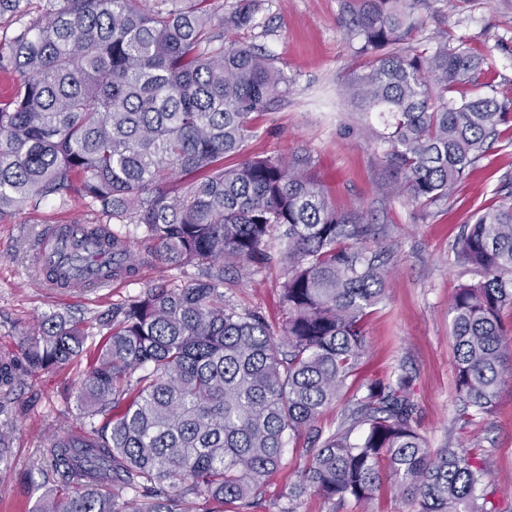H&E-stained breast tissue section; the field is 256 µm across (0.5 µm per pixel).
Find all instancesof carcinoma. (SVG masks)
<instances>
[{"mask_svg": "<svg viewBox=\"0 0 512 512\" xmlns=\"http://www.w3.org/2000/svg\"><path fill=\"white\" fill-rule=\"evenodd\" d=\"M260 0H237L213 31L211 0H0L18 25L0 70L20 84L0 100V223L72 197L91 219L72 231L92 252L43 269L135 279L161 263L195 272L114 304L96 317L105 342L80 375L83 429L39 449L41 494L31 512H247L282 466L285 439H304L307 464L288 506L308 492L357 503L390 486L415 512H496L478 448L432 450L414 427L411 377L353 385L365 321L388 276L371 251L380 227L336 210L311 159L254 156L226 166L254 121L283 95L270 56L224 36L250 26ZM423 0H342L361 71L344 94L388 116L387 161L398 193L427 206L512 132V98L479 86L483 57L461 43L430 53L414 42ZM133 225L150 242L140 258ZM457 260L483 274L451 304L460 416L496 405L512 375V203L464 226ZM280 264L288 316L281 341L263 315L224 299V268ZM88 333L53 314L18 357H0V393L22 377L76 360ZM345 402L336 431L323 412ZM0 430V466H11Z\"/></svg>", "mask_w": 512, "mask_h": 512, "instance_id": "obj_1", "label": "carcinoma"}]
</instances>
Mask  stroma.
<instances>
[{
    "label": "stroma",
    "instance_id": "stroma-1",
    "mask_svg": "<svg viewBox=\"0 0 512 512\" xmlns=\"http://www.w3.org/2000/svg\"><path fill=\"white\" fill-rule=\"evenodd\" d=\"M415 39L435 49L451 40L485 57L484 78L497 94L512 98V0H428ZM240 40L271 56L288 80L287 91L256 120L257 135L245 147L249 156H310L321 183L338 209L359 212L382 229L379 247L392 254L389 296L365 325L367 352L359 379L395 380L411 376L417 430L428 447L450 445L483 449L489 472L488 498L498 512H512V379L485 417L459 419L455 358L448 305L457 288L480 279L476 269L457 263L464 224L479 210L512 202V145L495 143L470 168L447 198L423 206L394 192L397 174L385 155L384 125L361 112L342 93L357 73L358 41L342 23V0H263L252 27ZM79 199L67 206L48 201L0 223V355L20 351L35 332L38 317L62 313L92 324L98 312L147 287L176 281L180 274L160 264L142 267L132 281L102 291L70 292L40 286L33 275L35 235L48 224L89 219ZM283 268L276 265L237 277L225 296L242 310L260 311L274 325L285 311L279 300ZM71 363L40 373L13 393L0 412V427H11L12 464L0 469V512H30L38 493L34 465L40 448L76 426L75 396L63 393L82 373ZM299 440H290L282 467L269 479L253 512H279L288 487L306 464ZM295 512H412L410 502L390 489L368 502H331L308 493Z\"/></svg>",
    "mask_w": 512,
    "mask_h": 512
}]
</instances>
